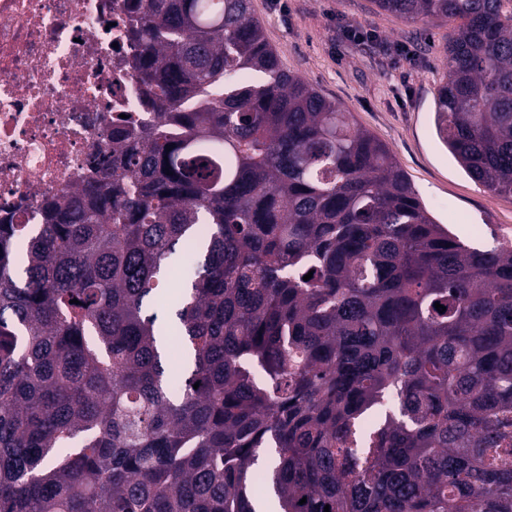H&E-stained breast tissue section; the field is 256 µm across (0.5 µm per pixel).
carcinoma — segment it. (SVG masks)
I'll use <instances>...</instances> for the list:
<instances>
[{
    "instance_id": "1",
    "label": "carcinoma",
    "mask_w": 512,
    "mask_h": 512,
    "mask_svg": "<svg viewBox=\"0 0 512 512\" xmlns=\"http://www.w3.org/2000/svg\"><path fill=\"white\" fill-rule=\"evenodd\" d=\"M372 4L454 24L436 133L512 196V0ZM134 12L157 122L117 120L96 181L0 224V512H512V247L438 223L251 0Z\"/></svg>"
}]
</instances>
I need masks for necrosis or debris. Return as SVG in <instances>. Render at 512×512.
<instances>
[{
	"label": "necrosis or debris",
	"mask_w": 512,
	"mask_h": 512,
	"mask_svg": "<svg viewBox=\"0 0 512 512\" xmlns=\"http://www.w3.org/2000/svg\"><path fill=\"white\" fill-rule=\"evenodd\" d=\"M132 0H0V222L40 223L112 156V122L154 123Z\"/></svg>",
	"instance_id": "4bbe7bcc"
}]
</instances>
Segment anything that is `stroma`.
Returning a JSON list of instances; mask_svg holds the SVG:
<instances>
[{
  "mask_svg": "<svg viewBox=\"0 0 512 512\" xmlns=\"http://www.w3.org/2000/svg\"><path fill=\"white\" fill-rule=\"evenodd\" d=\"M285 70L305 78L384 142L440 223L478 249L512 246V196L476 184L439 142L433 101L445 75L451 24L407 22L371 0H252ZM345 19L375 34L353 45L337 38Z\"/></svg>",
  "mask_w": 512,
  "mask_h": 512,
  "instance_id": "stroma-1",
  "label": "stroma"
}]
</instances>
